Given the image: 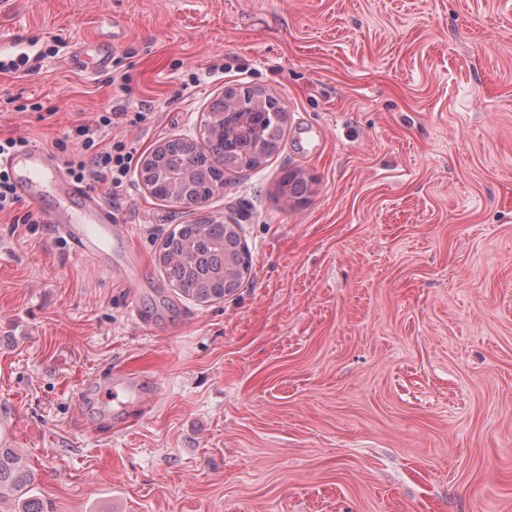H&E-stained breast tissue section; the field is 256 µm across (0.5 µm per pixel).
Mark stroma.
Returning <instances> with one entry per match:
<instances>
[{
	"instance_id": "1",
	"label": "stroma",
	"mask_w": 512,
	"mask_h": 512,
	"mask_svg": "<svg viewBox=\"0 0 512 512\" xmlns=\"http://www.w3.org/2000/svg\"><path fill=\"white\" fill-rule=\"evenodd\" d=\"M0 133L59 161L105 112L136 145L112 206L146 283L0 213V446L53 512H512V0H14ZM113 47L110 73L67 60ZM288 109L278 152L198 207L154 199L141 156L226 86ZM311 178L279 201L282 175ZM241 225L219 302L155 262L178 224ZM121 370L147 406L104 426L83 389Z\"/></svg>"
}]
</instances>
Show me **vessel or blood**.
Segmentation results:
<instances>
[{
    "label": "vessel or blood",
    "mask_w": 512,
    "mask_h": 512,
    "mask_svg": "<svg viewBox=\"0 0 512 512\" xmlns=\"http://www.w3.org/2000/svg\"><path fill=\"white\" fill-rule=\"evenodd\" d=\"M0 165L9 170L17 194L32 209L41 208L45 188H52L57 194L58 204L54 209L44 210L45 218L73 253L119 273L126 287H141L140 262L135 254L123 251L125 233L111 208L83 186L73 183L51 152L31 146L0 160ZM109 389L112 413L117 417L122 415L126 404L144 401L154 392L152 384L128 373L114 375Z\"/></svg>",
    "instance_id": "vessel-or-blood-1"
}]
</instances>
